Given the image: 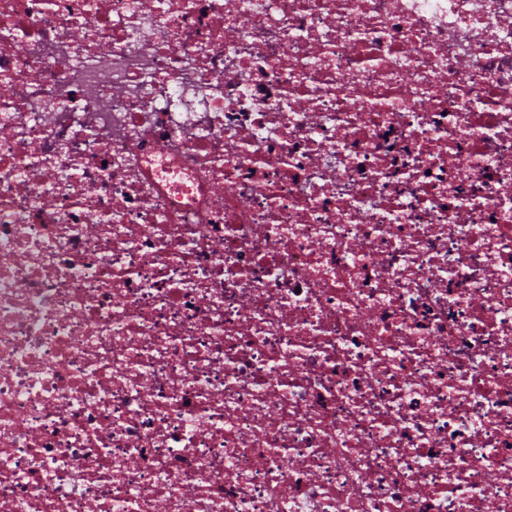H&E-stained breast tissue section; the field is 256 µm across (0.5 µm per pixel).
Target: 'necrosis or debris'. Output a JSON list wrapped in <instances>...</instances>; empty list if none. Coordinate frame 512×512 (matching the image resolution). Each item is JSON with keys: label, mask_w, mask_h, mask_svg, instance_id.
I'll list each match as a JSON object with an SVG mask.
<instances>
[{"label": "necrosis or debris", "mask_w": 512, "mask_h": 512, "mask_svg": "<svg viewBox=\"0 0 512 512\" xmlns=\"http://www.w3.org/2000/svg\"><path fill=\"white\" fill-rule=\"evenodd\" d=\"M0 512H512V0H0Z\"/></svg>", "instance_id": "necrosis-or-debris-1"}]
</instances>
